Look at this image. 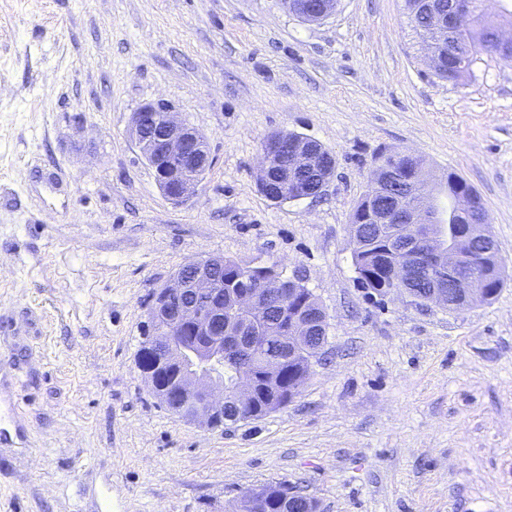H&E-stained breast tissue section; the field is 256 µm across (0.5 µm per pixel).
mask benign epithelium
Here are the masks:
<instances>
[{
  "instance_id": "obj_1",
  "label": "benign epithelium",
  "mask_w": 512,
  "mask_h": 512,
  "mask_svg": "<svg viewBox=\"0 0 512 512\" xmlns=\"http://www.w3.org/2000/svg\"><path fill=\"white\" fill-rule=\"evenodd\" d=\"M291 14L306 22L327 18L336 0H325L319 12H312L283 0ZM467 13L458 0L449 17L434 14L431 30L446 41L449 28ZM132 134L142 155L155 172L158 186L174 202H182L197 191L211 166L205 136L180 118L179 113L155 103L142 106L132 118ZM335 166V157L314 151L310 140H290L283 134L265 140L257 172L258 186L275 201H295L310 197L301 182V172L315 170L324 163ZM414 178L405 170L383 167L373 170L370 195L387 198L390 206L371 213L383 242L388 246L391 289L406 294L423 306L459 310L493 296L490 279L472 281L462 269V259L473 258L492 270L500 268L494 246L477 251L478 240L490 234L478 224H465L453 236L443 224L431 201L415 207L404 189L413 187ZM224 266V258L207 256L183 265L165 286L159 288L147 306L142 336V377L152 395L172 415L210 430L224 425V395L230 394L245 410L253 404L260 383L247 354L257 342L242 349L224 344V337L238 336L253 329L264 310L263 296L279 298L282 319L288 323V358L299 359L303 367L288 387V400L296 398L305 384L318 355L328 344L329 323L323 307L309 312L293 304L301 281L290 278L272 266L251 265L239 278L246 285L237 289L224 304L225 279L213 275ZM431 280V288L420 294L414 283ZM285 357L265 360L262 377L265 387L275 389Z\"/></svg>"
}]
</instances>
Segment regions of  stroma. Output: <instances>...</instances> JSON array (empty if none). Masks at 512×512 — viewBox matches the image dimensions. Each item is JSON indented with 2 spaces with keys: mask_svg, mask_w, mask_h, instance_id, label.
I'll use <instances>...</instances> for the list:
<instances>
[{
  "mask_svg": "<svg viewBox=\"0 0 512 512\" xmlns=\"http://www.w3.org/2000/svg\"><path fill=\"white\" fill-rule=\"evenodd\" d=\"M171 105L212 165L175 203L131 133ZM329 148L316 198L257 184L263 141ZM482 196L505 283L459 311L358 284L351 215L381 152ZM209 255L298 276L329 344L300 395L207 430L150 393L154 292ZM0 512H233L284 482L320 512H512V62L436 78L405 0H0ZM296 0H283L291 14L306 22H318L327 18L336 8L335 0L325 1L320 12H312L306 7L296 4Z\"/></svg>",
  "mask_w": 512,
  "mask_h": 512,
  "instance_id": "35a3bbf8",
  "label": "stroma"
}]
</instances>
